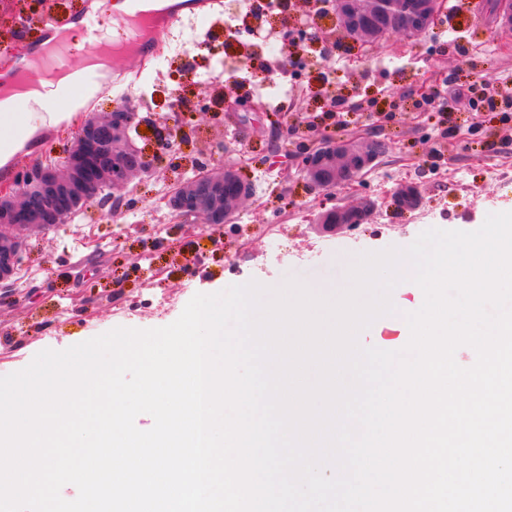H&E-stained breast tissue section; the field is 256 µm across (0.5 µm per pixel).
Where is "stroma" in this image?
I'll return each instance as SVG.
<instances>
[{"label": "stroma", "instance_id": "stroma-1", "mask_svg": "<svg viewBox=\"0 0 512 512\" xmlns=\"http://www.w3.org/2000/svg\"><path fill=\"white\" fill-rule=\"evenodd\" d=\"M457 2L446 0L425 37H394L363 56L342 45L333 16L310 25L314 40L299 46L287 114L253 115L240 145L255 194L233 224L188 232L166 205L170 191L193 175L183 156L224 162V143L233 137L231 124L190 115L188 144L122 189L121 204L101 196L67 223L27 235L18 294L0 298V376L24 369L43 350L61 351L117 327L167 326L195 294L248 283L246 271L257 265L264 268L257 282L270 288L291 278L344 286L345 262L359 254L407 248L430 228L474 231L488 214L512 212V30L498 23L493 0H479L473 15ZM221 20L220 38L208 41L209 21L183 18L163 56L128 76L141 116L157 122L175 99H213L229 85L225 68L246 62L251 69L237 85L252 91L264 66L255 22L233 0H224ZM188 66L195 80L185 78ZM426 79L445 91L447 110L420 97ZM486 95L496 110L480 108ZM283 122L294 130L279 140L278 155H268L271 130ZM75 129L43 128L41 153L17 154L14 170L60 162ZM362 132L387 141L385 156L334 195L309 193L293 168L298 156L324 134ZM491 169L498 173L492 180ZM404 185L418 186L421 209H390V196ZM365 196L378 208L360 229L332 234L312 224L321 207Z\"/></svg>", "mask_w": 512, "mask_h": 512}]
</instances>
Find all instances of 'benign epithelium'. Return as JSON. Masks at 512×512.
Listing matches in <instances>:
<instances>
[{"label": "benign epithelium", "instance_id": "7a95c632", "mask_svg": "<svg viewBox=\"0 0 512 512\" xmlns=\"http://www.w3.org/2000/svg\"><path fill=\"white\" fill-rule=\"evenodd\" d=\"M443 0H332L333 12L344 38L367 47L374 42L401 36L412 40L423 36L430 21L441 11ZM259 101L224 91V112L234 119L239 111H261ZM149 123L136 108L126 104L109 112L90 113L80 123L74 142L58 166L34 165L20 170L10 187L0 188V285L11 280L22 259V240L2 233L4 229L39 232L65 223L105 190L118 191L137 176L154 170L152 158L134 145L129 131ZM155 152L183 142L187 133L180 117L153 125ZM386 153V143L373 135L354 145L325 137L301 158L299 172L313 191L330 192L363 176L372 163ZM186 179L167 198V206L179 220L196 219L200 224L225 226L253 197V185L239 163L215 172L207 164ZM423 204L420 190L403 186L391 196V207L400 213L418 210ZM370 199L357 206L334 207L320 213L315 223L329 231L362 223L373 214Z\"/></svg>", "mask_w": 512, "mask_h": 512}]
</instances>
